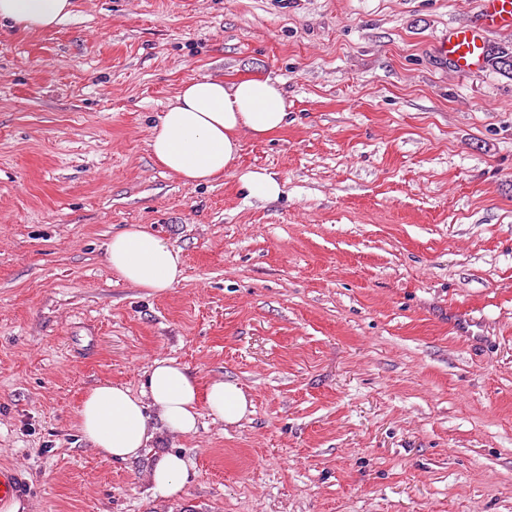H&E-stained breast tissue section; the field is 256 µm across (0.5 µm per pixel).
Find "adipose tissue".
Returning a JSON list of instances; mask_svg holds the SVG:
<instances>
[{"mask_svg": "<svg viewBox=\"0 0 512 512\" xmlns=\"http://www.w3.org/2000/svg\"><path fill=\"white\" fill-rule=\"evenodd\" d=\"M74 0H0V23L37 33L64 23ZM288 122V104L279 81L249 79L227 86L213 79L184 83L158 116L150 149L155 159L184 182L200 185L224 174H236L247 196L279 198L281 184L263 170L240 169L239 136L261 139ZM105 262L120 279L147 293L174 288L183 279L180 249L160 233L131 224L112 235ZM253 403L236 382L200 379L173 359H158L145 373L140 394L108 381L91 387L78 409V426L91 448L104 458L135 461L160 431L190 436L201 412L226 426L241 423ZM189 478L183 456L167 453L152 466L154 493L178 497Z\"/></svg>", "mask_w": 512, "mask_h": 512, "instance_id": "obj_1", "label": "adipose tissue"}]
</instances>
